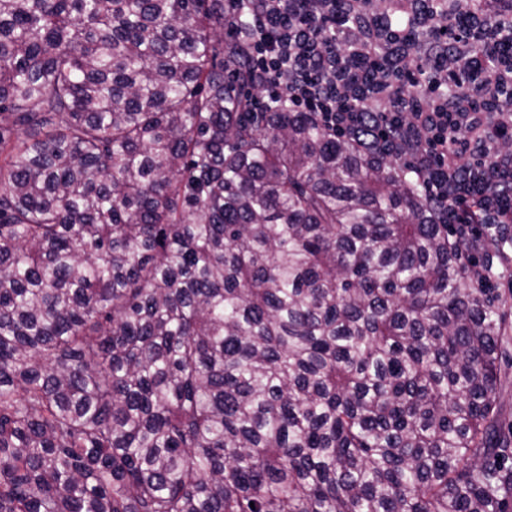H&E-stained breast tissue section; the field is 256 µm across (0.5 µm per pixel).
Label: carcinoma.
Masks as SVG:
<instances>
[{
    "instance_id": "cac0c4a2",
    "label": "carcinoma",
    "mask_w": 512,
    "mask_h": 512,
    "mask_svg": "<svg viewBox=\"0 0 512 512\" xmlns=\"http://www.w3.org/2000/svg\"><path fill=\"white\" fill-rule=\"evenodd\" d=\"M502 2H465L488 63ZM246 42L224 0H0V512H512L468 258L512 272V228L250 111Z\"/></svg>"
}]
</instances>
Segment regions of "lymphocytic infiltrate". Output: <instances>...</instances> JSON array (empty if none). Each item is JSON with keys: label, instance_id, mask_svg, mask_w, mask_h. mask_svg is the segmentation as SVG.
<instances>
[{"label": "lymphocytic infiltrate", "instance_id": "1", "mask_svg": "<svg viewBox=\"0 0 512 512\" xmlns=\"http://www.w3.org/2000/svg\"><path fill=\"white\" fill-rule=\"evenodd\" d=\"M456 11L460 18L448 28L460 61L440 65L437 75L455 91L435 105L423 102L427 85L416 57L399 48L382 79L383 96L373 97L364 88L384 34L355 0H323L317 17L307 0H229L227 19L233 30L249 33V69L263 91L253 100V111H269L283 97L295 111L314 113L331 133L364 146L381 143L410 157L439 223L472 238L468 176L473 162L490 161L483 184L487 210L497 223L512 225V160L497 159L496 143L487 136L496 117L481 99L503 72L467 60L473 29L463 17L464 6ZM349 31L357 40L337 52V34Z\"/></svg>", "mask_w": 512, "mask_h": 512}]
</instances>
